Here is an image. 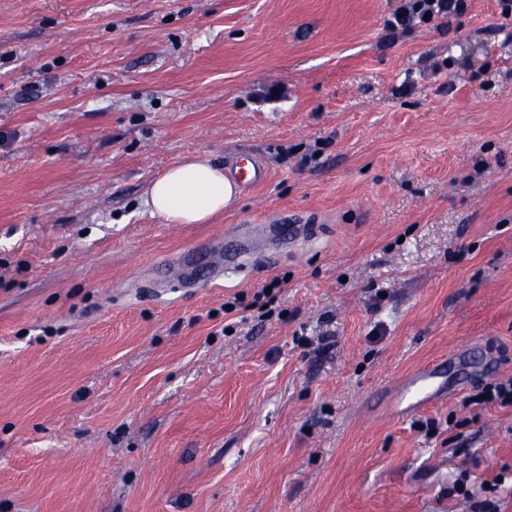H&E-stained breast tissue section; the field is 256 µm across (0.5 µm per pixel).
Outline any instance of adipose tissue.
Here are the masks:
<instances>
[{"instance_id":"ef3b65f1","label":"adipose tissue","mask_w":512,"mask_h":512,"mask_svg":"<svg viewBox=\"0 0 512 512\" xmlns=\"http://www.w3.org/2000/svg\"><path fill=\"white\" fill-rule=\"evenodd\" d=\"M236 195L224 169L203 157H186L151 181L146 204L169 224H203L223 212Z\"/></svg>"}]
</instances>
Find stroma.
<instances>
[{"mask_svg":"<svg viewBox=\"0 0 512 512\" xmlns=\"http://www.w3.org/2000/svg\"><path fill=\"white\" fill-rule=\"evenodd\" d=\"M399 4L0 0V512H512V407L462 405L512 377V16L393 35ZM236 151L263 185L151 215ZM284 218L311 236L158 287ZM458 351L480 378L379 408ZM224 174L237 189L257 187L268 176L249 155L230 157L223 167L207 158L185 157L148 184L146 205L168 224H206L237 193ZM270 229L268 224H256L251 234L249 233V238L240 241L232 252L223 253L219 242L207 243L184 251L169 266L178 271V283L181 285L198 268L206 269L213 278L220 279L224 276V271L241 267L252 253V242L265 239Z\"/></svg>","mask_w":512,"mask_h":512,"instance_id":"35a3bbf8","label":"stroma"}]
</instances>
